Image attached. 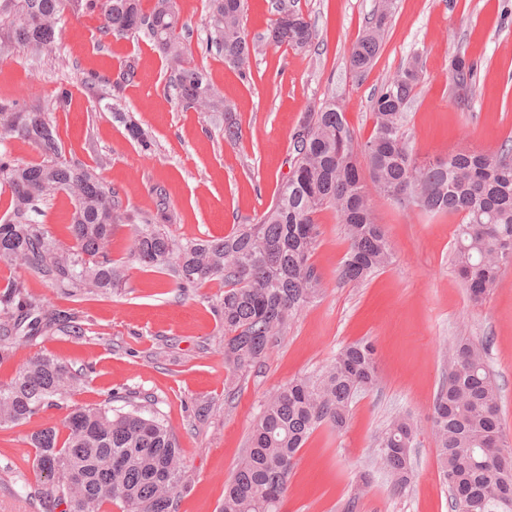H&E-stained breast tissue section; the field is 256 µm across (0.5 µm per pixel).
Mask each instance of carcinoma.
Wrapping results in <instances>:
<instances>
[{"mask_svg": "<svg viewBox=\"0 0 512 512\" xmlns=\"http://www.w3.org/2000/svg\"><path fill=\"white\" fill-rule=\"evenodd\" d=\"M96 13L103 37L144 33L162 51L180 97L210 116L231 108L207 73L190 65L179 34L173 0H156L144 12L140 0H0V39L34 54L50 48L65 9ZM391 0H381L371 27L354 47L351 70L372 64L380 48ZM246 0H208L207 42L242 75L261 51L248 39ZM267 42L307 47L310 22L284 3ZM456 85H472L476 65L463 55L451 63ZM419 81L412 58L372 98L373 131L357 140L336 97L323 99L302 116L292 136L290 173L274 205L254 224H239L222 239L179 241L160 225L122 211L112 188L96 169L65 157L49 113L27 110L20 101H0V141L18 137L35 144L42 160L17 164L0 152V182L10 191V214L0 222V265L25 267L47 277L61 292L109 297L122 290L127 268L112 262V236L121 224L134 225L129 262L168 270L182 290L224 282L219 309L224 320V366L243 376L265 357L321 293V276L310 262L320 235L317 215L338 216L348 243L340 270L361 283L394 262L382 225L375 221L372 193L402 208L462 215L453 262L474 303L482 302L512 264V152L450 154L420 161L404 131L405 109ZM59 191L73 200L75 245L62 249L32 218L35 202ZM79 312L48 307L24 282L0 291V360L41 335L85 336ZM81 372L60 359L37 354L13 378L0 382V427H17L68 401ZM377 380L373 344L347 345L320 373L293 379L272 393L252 428L246 456L224 488L220 512H281L297 455L321 424L337 431L348 421L353 400ZM500 395L483 349L455 348L448 387L434 405L433 434L440 475L451 492L452 512H512V444L504 437ZM419 430L411 415L394 417L378 442V455L393 490L413 477L410 452ZM35 449L38 484L33 496L41 512H101L121 504L123 512H176V496L188 474L173 431L155 409L135 405L75 406L62 426H46L28 437Z\"/></svg>", "mask_w": 512, "mask_h": 512, "instance_id": "1", "label": "carcinoma"}]
</instances>
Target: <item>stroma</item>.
I'll list each match as a JSON object with an SVG mask.
<instances>
[{"label":"stroma","mask_w":512,"mask_h":512,"mask_svg":"<svg viewBox=\"0 0 512 512\" xmlns=\"http://www.w3.org/2000/svg\"><path fill=\"white\" fill-rule=\"evenodd\" d=\"M314 29L309 47L267 45L249 77L207 48L208 0H175L185 24L188 59L207 72L231 110L203 118L180 101L165 60L144 35L100 37L95 15L66 14L55 43L33 56L0 47V100L19 99L49 110L59 88L71 99L49 111L66 158L94 164L106 158L102 181L136 216H154L179 240L219 239L237 224L256 223L288 177L291 139L304 112L336 97L359 140L373 129L371 100L412 58L422 72L406 109L405 134L419 158L512 147V0H392L380 49L363 73L350 69L353 47L379 0H286ZM477 65L469 91H457L450 71L456 54ZM137 74L120 93L112 81L127 63ZM94 87H87L89 77ZM142 127L150 151L131 141L125 125ZM235 139H227L225 126ZM165 201H158V193ZM372 209L393 247V265L364 283L341 280L347 243L334 212L319 214L320 235L311 262L323 293L274 337L267 356L247 375L224 367V332L214 306L224 295L211 281L181 292L168 272L137 266L122 293L81 300L40 274L12 269L29 291L52 308L80 312L86 333L73 339L37 337L0 362L9 381L34 354L66 361L88 376L72 404L102 406L114 393L152 397L174 432L191 483L177 512H219L224 486L240 465L263 401L294 378L315 375L344 345L372 341L378 381L357 396L343 431L318 427L298 455L282 512H451L438 476L433 436L435 398L453 368V347L465 338L483 347L501 393L500 417L512 438V265L500 285L474 304L452 262L455 215L405 210L373 195ZM73 203L67 193L40 201L35 221L57 246H73ZM52 408L15 428H0V512H39L28 435L61 423ZM412 415L419 443L411 450L413 479L402 492L377 455L390 419ZM370 485L358 492L361 475Z\"/></svg>","instance_id":"1"}]
</instances>
